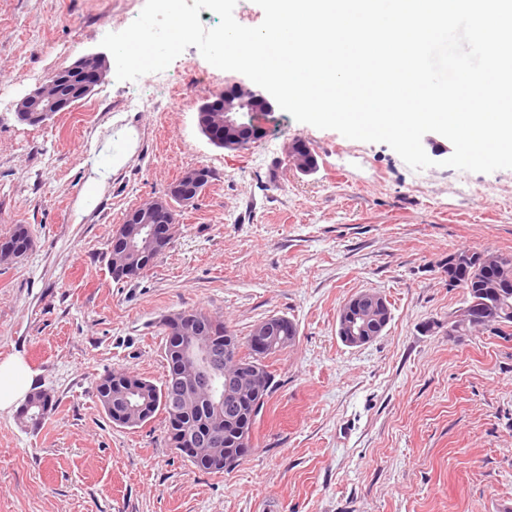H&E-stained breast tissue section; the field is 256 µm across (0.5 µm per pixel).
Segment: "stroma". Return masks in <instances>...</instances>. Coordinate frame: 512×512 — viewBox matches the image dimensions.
Listing matches in <instances>:
<instances>
[{"label":"stroma","mask_w":512,"mask_h":512,"mask_svg":"<svg viewBox=\"0 0 512 512\" xmlns=\"http://www.w3.org/2000/svg\"><path fill=\"white\" fill-rule=\"evenodd\" d=\"M125 0H0V239L27 225L36 247L0 261V360L23 357L57 406L40 427L0 413V512H503L512 508V335L452 342L440 326L462 307L447 260L460 248L512 253V169L415 171L387 144L354 141L261 113L258 143L212 145L203 97L244 75L188 47L155 74L107 72L70 111L32 127L15 104L54 70L100 52ZM309 144L318 167L289 168ZM124 154L95 201L94 167ZM213 179L176 205L179 230L144 275L115 282L106 244L128 210L164 196L182 171ZM364 291L391 320L345 346L336 313ZM202 309L248 336L270 316L298 335L232 471L190 465L163 416L113 425L95 383L120 370L161 383L162 316Z\"/></svg>","instance_id":"obj_1"}]
</instances>
